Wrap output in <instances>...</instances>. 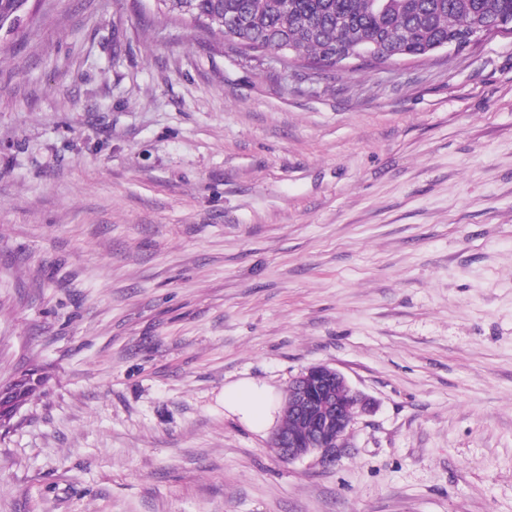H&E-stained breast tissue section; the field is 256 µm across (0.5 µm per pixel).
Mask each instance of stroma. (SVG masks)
Here are the masks:
<instances>
[{"mask_svg": "<svg viewBox=\"0 0 512 512\" xmlns=\"http://www.w3.org/2000/svg\"><path fill=\"white\" fill-rule=\"evenodd\" d=\"M0 31V512H512V34L315 79L144 0ZM372 397L282 460L224 407ZM288 406L299 417L310 421L308 424L295 419L285 408L281 423L288 440L278 429L273 443L281 449V455L288 461L303 459L318 453L330 462L345 448L348 431L358 415L370 412L371 400L354 389L340 371L325 365L308 367L292 379L288 385ZM279 448L278 452H279ZM34 375V372L22 373L5 385L16 406L23 407L36 391L40 380L36 381ZM224 407L259 430L273 421V404L269 391L256 382L248 381L225 387Z\"/></svg>", "mask_w": 512, "mask_h": 512, "instance_id": "1", "label": "stroma"}]
</instances>
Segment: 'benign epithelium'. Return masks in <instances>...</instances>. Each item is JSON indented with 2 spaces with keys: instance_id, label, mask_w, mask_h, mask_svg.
<instances>
[{
  "instance_id": "obj_1",
  "label": "benign epithelium",
  "mask_w": 512,
  "mask_h": 512,
  "mask_svg": "<svg viewBox=\"0 0 512 512\" xmlns=\"http://www.w3.org/2000/svg\"><path fill=\"white\" fill-rule=\"evenodd\" d=\"M288 405L312 424L304 433L276 431L273 442L289 461L317 453L329 462L345 448L355 418L370 411L371 400L354 389L340 371L325 365L311 366L288 385Z\"/></svg>"
}]
</instances>
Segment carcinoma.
<instances>
[{
	"label": "carcinoma",
	"mask_w": 512,
	"mask_h": 512,
	"mask_svg": "<svg viewBox=\"0 0 512 512\" xmlns=\"http://www.w3.org/2000/svg\"><path fill=\"white\" fill-rule=\"evenodd\" d=\"M28 2L0 0V30L29 16ZM158 12L172 21L202 19L212 37L254 59L282 50L291 64L315 69L320 78L364 39L377 49L374 64L427 57L434 44L511 20L512 0H390L382 12L373 0H159ZM36 388L32 372L5 385L19 407Z\"/></svg>",
	"instance_id": "carcinoma-1"
}]
</instances>
